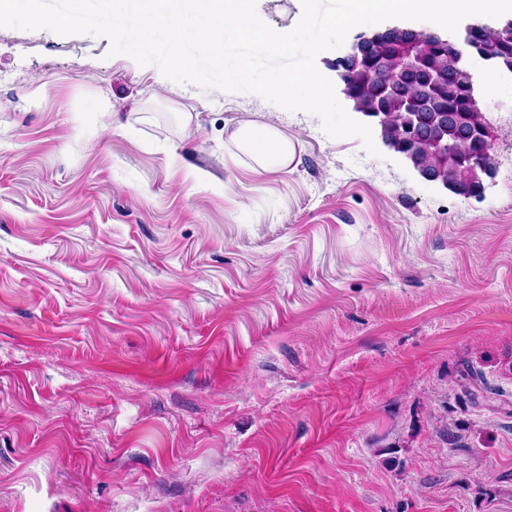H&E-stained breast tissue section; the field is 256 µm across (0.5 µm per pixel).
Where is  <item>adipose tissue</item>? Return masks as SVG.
I'll use <instances>...</instances> for the list:
<instances>
[{
    "instance_id": "ef3b65f1",
    "label": "adipose tissue",
    "mask_w": 512,
    "mask_h": 512,
    "mask_svg": "<svg viewBox=\"0 0 512 512\" xmlns=\"http://www.w3.org/2000/svg\"><path fill=\"white\" fill-rule=\"evenodd\" d=\"M229 137L254 158L261 171L287 170L295 159L293 143L278 130L242 123Z\"/></svg>"
}]
</instances>
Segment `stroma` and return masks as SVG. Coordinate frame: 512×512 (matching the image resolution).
Wrapping results in <instances>:
<instances>
[{
  "mask_svg": "<svg viewBox=\"0 0 512 512\" xmlns=\"http://www.w3.org/2000/svg\"><path fill=\"white\" fill-rule=\"evenodd\" d=\"M109 49L0 28V512H512V78L472 197ZM229 137L254 158L261 171H287L294 162L295 147L278 130L242 123L229 131Z\"/></svg>",
  "mask_w": 512,
  "mask_h": 512,
  "instance_id": "stroma-1",
  "label": "stroma"
}]
</instances>
